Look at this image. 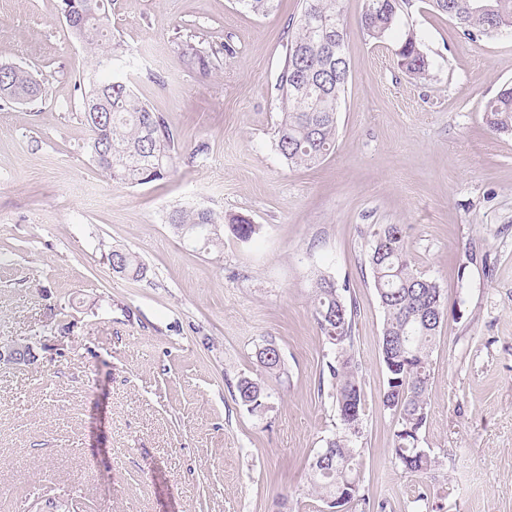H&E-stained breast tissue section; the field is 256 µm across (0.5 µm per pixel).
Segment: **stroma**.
<instances>
[{"label":"stroma","mask_w":512,"mask_h":512,"mask_svg":"<svg viewBox=\"0 0 512 512\" xmlns=\"http://www.w3.org/2000/svg\"><path fill=\"white\" fill-rule=\"evenodd\" d=\"M303 6L275 0L263 16L238 0H112L115 66L185 150L164 179L130 186L85 149L76 83L93 60L60 0H0V63L29 67L43 89L0 105V340L33 343L37 357L0 363V512L49 500L72 512H329L309 470L340 428L313 316L323 276L357 307L361 495L385 512H413L420 495L423 512H512V136L482 112L512 83V32L471 38L410 0L378 43L359 27L365 0H341L350 76L336 146L291 169L274 146L277 84ZM408 31L427 78L397 65ZM189 43L218 50L209 72L187 63ZM177 208L261 231L194 245L168 222ZM373 224L403 226L412 267L444 297L422 432L437 465L423 475L396 460L381 401ZM115 247L147 278L113 272ZM268 341L283 375L257 361ZM244 376L264 384L263 413L239 401Z\"/></svg>","instance_id":"1"}]
</instances>
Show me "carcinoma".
I'll return each instance as SVG.
<instances>
[{"mask_svg": "<svg viewBox=\"0 0 512 512\" xmlns=\"http://www.w3.org/2000/svg\"><path fill=\"white\" fill-rule=\"evenodd\" d=\"M366 0L360 28L380 40L399 24L402 4L408 0H381L383 8H371ZM112 0H61V10L81 16V24L68 26L72 37L94 56L92 69L79 77L81 121L88 128V152L113 183L143 185L164 178L180 159L181 145L162 115L140 99L128 82L112 73L117 46L106 27ZM429 6L448 16L463 32L491 36L512 31V0H429ZM347 33L340 20L339 0H305V6L288 33L286 54L278 90L282 119L275 148L291 168L309 167L329 155L336 144V114L349 78ZM398 67L424 79L431 63L412 32L395 50ZM189 63L200 70L211 67L208 52L187 45ZM41 94L37 77L16 65L0 78V101H33ZM488 128L512 135V86L501 89L482 109ZM168 223L187 242L205 246L219 240L224 218L208 210L176 209ZM230 232L249 241L260 226L242 217L229 220ZM367 262L385 319L381 356L386 367L383 406L398 410L393 431L395 457L407 473L425 474L436 460L421 448V431L428 418L426 392L431 379V353L445 319L443 293L433 279L415 272L408 258L403 228L399 224H374ZM111 268L136 280L147 277V266L133 253L112 249L106 255ZM356 306L345 301L336 283L322 277L317 282L315 320L332 346L327 363L340 420V431L327 439L310 463L313 488L328 508L353 512L368 504L355 490L358 449L354 439L363 424V389L352 354ZM259 363L270 374L284 370L279 349L271 342L259 348ZM241 403L253 413L266 408L268 394L262 383L242 377L236 383Z\"/></svg>", "mask_w": 512, "mask_h": 512, "instance_id": "1", "label": "carcinoma"}]
</instances>
